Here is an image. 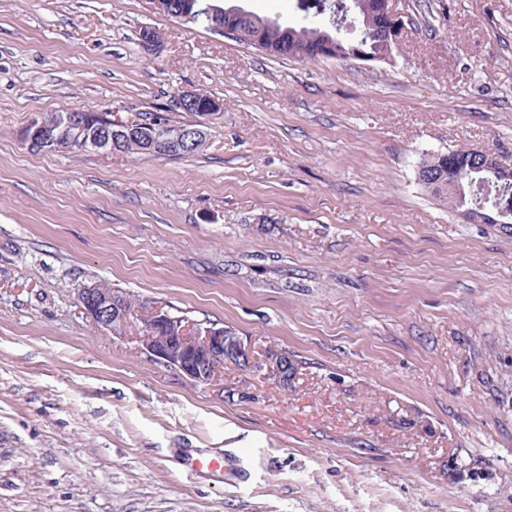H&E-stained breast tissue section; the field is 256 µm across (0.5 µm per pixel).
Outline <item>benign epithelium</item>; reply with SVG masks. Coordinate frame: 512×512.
<instances>
[{
	"instance_id": "7a95c632",
	"label": "benign epithelium",
	"mask_w": 512,
	"mask_h": 512,
	"mask_svg": "<svg viewBox=\"0 0 512 512\" xmlns=\"http://www.w3.org/2000/svg\"><path fill=\"white\" fill-rule=\"evenodd\" d=\"M384 36L389 46H396L404 30V21L392 8L391 0H382ZM224 110L219 99L201 109L197 106V91H178L170 106L172 112H195L197 120L173 133L144 138L142 143L151 151L164 141L169 148L183 156L200 145L207 136V121ZM147 125V121H124L110 110L92 112L75 108L53 117L35 115L21 133L22 141L34 152H45L65 142L79 145V148L94 149L110 153L117 150L119 143L132 132ZM512 213V203L498 202L495 211L488 214V221L498 227L512 225L506 221ZM77 302L90 317L92 324L114 335L122 336L127 331L130 315L125 302L112 295V289L96 285L78 290ZM141 323L138 342L140 349L152 359L178 370L187 380L201 386H215L224 374V366L236 364L252 372L266 371L281 379L287 376L288 354L279 353L273 361H258L251 350L239 337L224 335L222 327H203L197 322L184 321L168 312L149 304L136 311Z\"/></svg>"
}]
</instances>
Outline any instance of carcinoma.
I'll return each mask as SVG.
<instances>
[{"label": "carcinoma", "instance_id": "obj_1", "mask_svg": "<svg viewBox=\"0 0 512 512\" xmlns=\"http://www.w3.org/2000/svg\"><path fill=\"white\" fill-rule=\"evenodd\" d=\"M209 5L221 11L223 21L229 22L263 46L273 49V54L291 57L301 62L316 61L324 57L318 48L327 41L332 43L334 52L331 57L336 59H347L358 51L374 58L383 57L388 52L387 45L379 34V27L383 26L381 0H348L350 14L358 25L360 35L355 39L340 40L336 38L334 23L288 25L248 10L230 14L228 10L232 9V6L227 4V0H195L187 23L204 26L209 18L206 11ZM118 152L127 155L145 153L142 137L135 132L132 133L121 143ZM453 154L458 158L455 177L461 189L456 195L448 189V161L444 160L442 155L428 156L421 164L422 170L436 174V177L423 181L424 186L446 202L453 211L473 221L482 214L479 206L490 204L491 198L498 196L503 190L512 193V183L505 189L502 183L494 181L492 169L498 167V164H493L484 157L477 160L472 156V151L467 149H457ZM480 178L487 181V187L475 194L470 193L469 182Z\"/></svg>", "mask_w": 512, "mask_h": 512}]
</instances>
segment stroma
Wrapping results in <instances>:
<instances>
[{"instance_id": "stroma-1", "label": "stroma", "mask_w": 512, "mask_h": 512, "mask_svg": "<svg viewBox=\"0 0 512 512\" xmlns=\"http://www.w3.org/2000/svg\"><path fill=\"white\" fill-rule=\"evenodd\" d=\"M392 6L391 62L306 63L145 0H0V512H512V234L418 177L458 148L512 167V0ZM190 87L224 103L190 156L20 138ZM92 283L287 353L294 388L192 384L93 326Z\"/></svg>"}]
</instances>
